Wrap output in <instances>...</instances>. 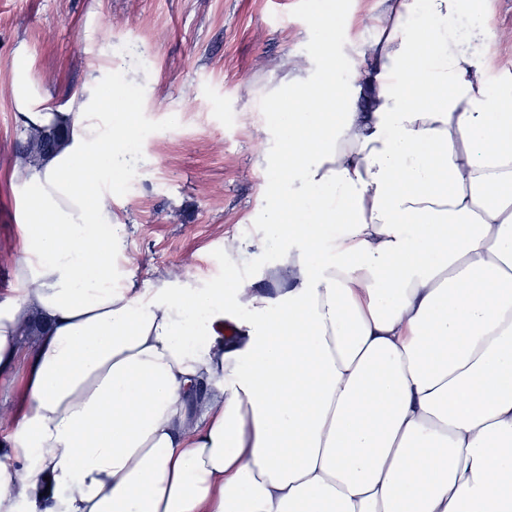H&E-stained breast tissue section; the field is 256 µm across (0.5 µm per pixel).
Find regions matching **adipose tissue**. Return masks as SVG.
Instances as JSON below:
<instances>
[{
  "mask_svg": "<svg viewBox=\"0 0 512 512\" xmlns=\"http://www.w3.org/2000/svg\"><path fill=\"white\" fill-rule=\"evenodd\" d=\"M383 2L360 83L327 18L289 74L278 179L217 281L122 282L99 170L144 164L137 124L107 129L98 77L54 110L15 61L22 126L65 135L13 172L0 512H512V71L454 26L488 0ZM20 392V375L17 376L14 384L10 386V390L6 393L1 388L0 392V429L8 426L14 414V409Z\"/></svg>",
  "mask_w": 512,
  "mask_h": 512,
  "instance_id": "ef3b65f1",
  "label": "adipose tissue"
}]
</instances>
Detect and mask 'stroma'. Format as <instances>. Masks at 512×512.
<instances>
[{"instance_id": "obj_1", "label": "stroma", "mask_w": 512, "mask_h": 512, "mask_svg": "<svg viewBox=\"0 0 512 512\" xmlns=\"http://www.w3.org/2000/svg\"><path fill=\"white\" fill-rule=\"evenodd\" d=\"M382 0H0V296L18 257L19 192L12 179L26 137L12 97L14 60L27 55L53 108L76 109L90 75L122 97L113 124L135 113L133 143L147 163L107 179L128 228L126 272L139 285L225 274V242L261 204L267 101L287 97V62L320 51L318 28L336 13H380ZM484 37L496 67L512 70V0H490Z\"/></svg>"}]
</instances>
